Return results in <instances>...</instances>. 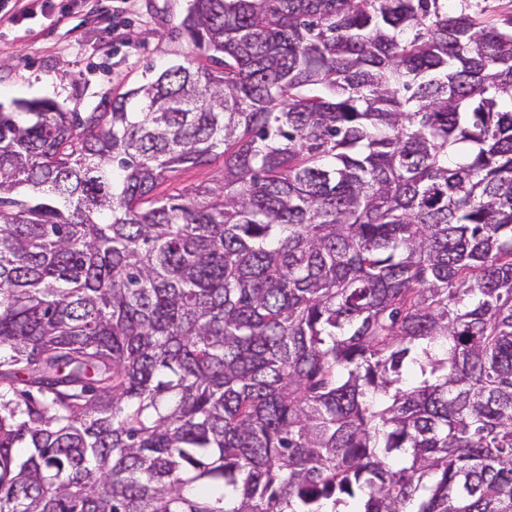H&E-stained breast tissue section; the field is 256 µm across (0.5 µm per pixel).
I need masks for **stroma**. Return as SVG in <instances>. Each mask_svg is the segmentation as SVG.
Wrapping results in <instances>:
<instances>
[{
  "instance_id": "1",
  "label": "stroma",
  "mask_w": 512,
  "mask_h": 512,
  "mask_svg": "<svg viewBox=\"0 0 512 512\" xmlns=\"http://www.w3.org/2000/svg\"><path fill=\"white\" fill-rule=\"evenodd\" d=\"M188 0H0V107L50 99L62 109L91 110L155 79L170 64L195 61L198 51L178 26ZM223 158L180 170L158 191L222 180Z\"/></svg>"
}]
</instances>
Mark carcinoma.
<instances>
[{
  "mask_svg": "<svg viewBox=\"0 0 512 512\" xmlns=\"http://www.w3.org/2000/svg\"><path fill=\"white\" fill-rule=\"evenodd\" d=\"M179 30L0 108V512H512V0ZM224 177V158L217 157L210 163L182 169L168 178L159 186L157 192L161 194H177L183 189L193 187L200 183H212Z\"/></svg>",
  "mask_w": 512,
  "mask_h": 512,
  "instance_id": "carcinoma-1",
  "label": "carcinoma"
}]
</instances>
